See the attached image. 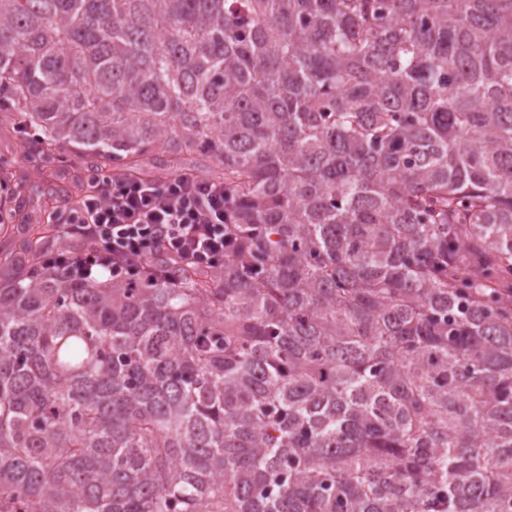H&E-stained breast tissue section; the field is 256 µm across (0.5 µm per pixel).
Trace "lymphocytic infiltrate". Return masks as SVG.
I'll return each instance as SVG.
<instances>
[{
    "label": "lymphocytic infiltrate",
    "mask_w": 512,
    "mask_h": 512,
    "mask_svg": "<svg viewBox=\"0 0 512 512\" xmlns=\"http://www.w3.org/2000/svg\"><path fill=\"white\" fill-rule=\"evenodd\" d=\"M65 216L92 246L45 264L73 277L140 275L159 256L199 267L224 262V185L191 172L155 184L95 179Z\"/></svg>",
    "instance_id": "lymphocytic-infiltrate-1"
}]
</instances>
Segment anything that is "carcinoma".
<instances>
[{"instance_id": "carcinoma-1", "label": "carcinoma", "mask_w": 512, "mask_h": 512, "mask_svg": "<svg viewBox=\"0 0 512 512\" xmlns=\"http://www.w3.org/2000/svg\"><path fill=\"white\" fill-rule=\"evenodd\" d=\"M0 112L224 183L220 266L7 262L0 512H512V0H0Z\"/></svg>"}]
</instances>
